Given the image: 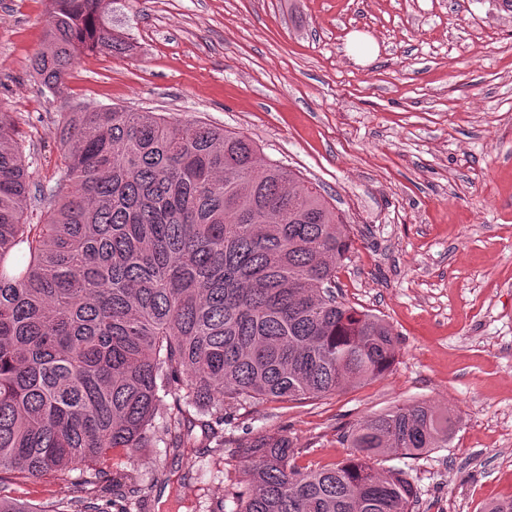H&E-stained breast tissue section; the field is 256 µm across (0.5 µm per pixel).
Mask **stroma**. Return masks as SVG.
<instances>
[{
    "instance_id": "1",
    "label": "stroma",
    "mask_w": 512,
    "mask_h": 512,
    "mask_svg": "<svg viewBox=\"0 0 512 512\" xmlns=\"http://www.w3.org/2000/svg\"><path fill=\"white\" fill-rule=\"evenodd\" d=\"M46 19V0H0V112L36 187L59 176L70 103L239 132L346 217L337 291L399 341L383 377L240 406L187 455L161 442L115 451L103 484L121 475L147 493L130 512H236L238 447L253 434L296 438L299 466L333 464L348 455L342 427L418 401L460 422L448 447L380 457L411 475L413 512L512 498V12L491 0H111L106 20L133 49L81 53L64 101L29 69ZM357 37L373 57L353 54ZM85 490L78 470L0 481V495L43 512Z\"/></svg>"
}]
</instances>
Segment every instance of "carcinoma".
<instances>
[{
  "mask_svg": "<svg viewBox=\"0 0 512 512\" xmlns=\"http://www.w3.org/2000/svg\"><path fill=\"white\" fill-rule=\"evenodd\" d=\"M49 2L31 67L53 95L80 52L132 50L101 22L108 0ZM58 144L60 177L38 198L0 113V474L37 479L152 439L185 453L239 405L325 398L393 366L385 320L336 300L342 215L292 170L259 166L250 140L85 105ZM455 426L430 404L396 406L341 434L346 459L307 467L292 437L258 433L239 447L237 512H413L409 473L372 460L446 448ZM111 492L144 497L116 478ZM57 512L109 508L80 497Z\"/></svg>",
  "mask_w": 512,
  "mask_h": 512,
  "instance_id": "1",
  "label": "carcinoma"
}]
</instances>
